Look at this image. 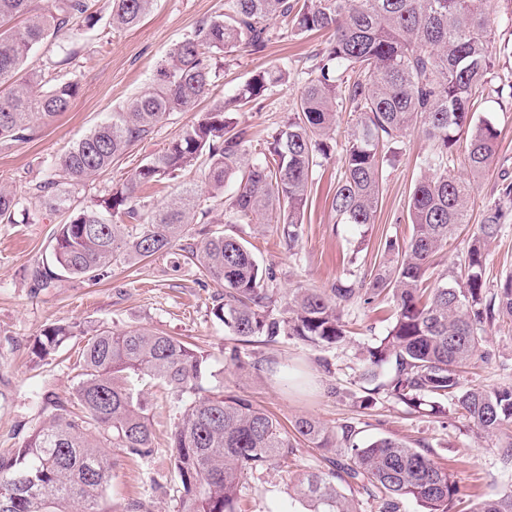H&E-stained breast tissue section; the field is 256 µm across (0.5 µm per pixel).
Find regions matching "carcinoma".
Wrapping results in <instances>:
<instances>
[{
    "mask_svg": "<svg viewBox=\"0 0 512 512\" xmlns=\"http://www.w3.org/2000/svg\"><path fill=\"white\" fill-rule=\"evenodd\" d=\"M114 30L137 26L154 0H108ZM488 0H225L224 14L198 24L169 52L155 86L97 125L59 158L66 187L44 165L16 190L0 185V224L16 223L19 212L49 209L66 216L53 237L51 265L32 272L44 288L82 279L100 282L120 261H141L173 248L194 273L224 287L214 316L236 341L280 337L319 348L345 342L348 330L340 306L381 296L393 306L385 336L367 349L360 377L373 381L389 370L387 383L358 397L368 409L380 391L404 404L432 412L446 401L482 433L501 434L498 454L512 467V385L465 381L480 360L487 330L512 321V273L495 288L485 280L486 248L502 231L512 207V183L497 189L481 224L469 238L455 270L431 279L438 252L469 223L474 184L452 175L455 146L466 137L464 164L473 177L492 164L497 129L476 116L487 75L494 66L495 33ZM24 18L20 26L9 22ZM101 16L88 0H48L40 13L31 0H0V143H25L38 122L67 111L79 86L58 67L33 60L45 42L75 28L94 29ZM283 28L275 29L276 24ZM330 33L316 54L299 103L280 129L259 146L234 114L257 104L288 81L284 65L253 75L236 95L216 104L184 127L161 152L147 158L91 205H75V194L93 177L150 138L171 112H191L220 78L221 59L247 48L264 51L274 34ZM349 102L355 122L343 148L342 175L332 208L346 224L375 223L384 159L380 143L408 130H423L433 143L419 162L423 175L408 202V238H387L388 262L369 281L339 279L329 288H294L285 316L272 315L276 272L263 267L239 239L207 228L247 222L269 211L282 216L288 248L298 241L313 173L333 148L340 104ZM196 169L211 198L186 183L168 200L149 205L141 186L174 181ZM237 189L224 197L229 182ZM200 224L195 243H183ZM77 325L53 324L35 338L32 353L46 358L74 334ZM81 372L69 398H58L21 447L0 456V512H112L104 491L112 479L110 444L129 457L157 452L144 386L165 388L177 404V422L168 452L176 474L179 512H240L244 476L272 464H287L304 442L331 454L329 467L294 477L293 492L309 512H358L342 486L359 488L381 502V512H401L414 500L423 512H449L467 503V512H512V489L474 502L460 478L420 448L393 438L360 447L353 432L336 453V432L313 418L286 428L251 401L224 389L207 388L206 358L188 343L159 330L96 329L82 352Z\"/></svg>",
    "mask_w": 512,
    "mask_h": 512,
    "instance_id": "cac0c4a2",
    "label": "carcinoma"
}]
</instances>
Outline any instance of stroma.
<instances>
[{
	"instance_id": "1",
	"label": "stroma",
	"mask_w": 512,
	"mask_h": 512,
	"mask_svg": "<svg viewBox=\"0 0 512 512\" xmlns=\"http://www.w3.org/2000/svg\"><path fill=\"white\" fill-rule=\"evenodd\" d=\"M224 0H155L149 14L134 29L117 32L102 24L92 31L68 32L77 56L68 66L79 93L67 112L48 124L37 125L22 144L0 145V182L24 186L39 162L62 156L97 124L151 88L156 71L170 49L200 21L222 14ZM489 17L495 31V67L477 115L498 130V153L489 170L476 180L471 218L473 232L482 213L494 200L502 178H512V0H491ZM324 36H273L264 52L242 49L224 60V74L196 112H174L158 124L151 139L133 149L111 171L80 190L79 205L87 206L121 185L130 170L163 148L179 130L194 121L212 102L235 95L253 74L279 64L290 69L288 81L273 88L261 104L237 112L255 141L261 142L282 126L300 99L301 73L323 48ZM401 153L389 166L374 223H338L332 199L342 170V152L334 150L313 174L300 239L288 247L283 227L275 219L257 216L241 224L224 225L225 234L247 241L261 265L274 267L278 300L290 289L326 288L337 279H366L385 260L383 243L409 234L407 204L420 176L419 159L432 143L422 130L406 134ZM62 219L43 214L30 224H0V454L20 447L50 412L48 397H65L77 383L74 364L87 342L71 337L55 358L41 361L31 353L35 336L59 321L100 326L109 330L130 327L157 329L193 344L210 371L222 378L226 391L246 398L292 424L300 417L316 418L335 432L352 429L358 444L392 437L424 448L440 466L454 471L472 493L488 496L512 489V469L504 468L497 448L500 437L476 430L460 412L435 417L410 410L386 396L376 406L359 409L355 399L365 386L360 380L361 359L392 322L386 301L357 300L343 310L349 329L347 343L315 348L295 340L252 342L239 346L246 369H236L227 357L235 346L230 333L212 309L224 290L201 281L177 252L114 266L109 279L93 284L68 279L55 288L36 287L32 272L50 261L52 239ZM487 362L478 363L475 376L490 385H512V325L488 330ZM264 360L263 369L250 361ZM157 453L143 460L110 449L112 479L107 502L125 508L141 504V512H178L173 494L174 475L166 451L174 410L167 392L149 387ZM292 472L272 465L260 476H247L242 512H305L306 506L289 490Z\"/></svg>"
}]
</instances>
